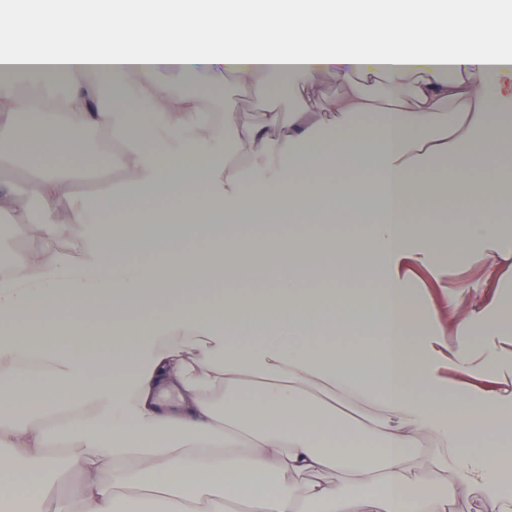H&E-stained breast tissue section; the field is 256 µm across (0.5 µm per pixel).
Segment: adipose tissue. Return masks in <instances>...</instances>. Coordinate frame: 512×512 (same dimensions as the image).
<instances>
[{
	"label": "adipose tissue",
	"mask_w": 512,
	"mask_h": 512,
	"mask_svg": "<svg viewBox=\"0 0 512 512\" xmlns=\"http://www.w3.org/2000/svg\"><path fill=\"white\" fill-rule=\"evenodd\" d=\"M63 2L0 12V132L29 127L10 153L27 194L0 184V211L40 243L18 259L24 277H0V381L30 403L0 416V469L50 474L1 489L0 512H454L464 485L480 512H512V348L461 355L473 325L495 336L512 321V301L484 304L437 263L447 246L457 267L511 268L512 228L411 219L450 198L512 205V189L467 176L483 162L512 173V21L478 0H76L65 51L18 55ZM268 20L274 40L244 50ZM155 24L159 41L134 55ZM228 73L260 97L327 73L348 87L288 118L232 119L223 156L206 110L222 106ZM89 126L108 138L96 167ZM49 149L63 165L43 162ZM116 170L131 190L106 188ZM79 180L103 188L72 198ZM330 210L364 218L363 232L238 231L256 215L316 223ZM201 235L208 248L183 249ZM141 252L157 264H132ZM415 267L449 310L471 298V316L449 329L412 290ZM313 277L336 286L307 289ZM367 278L378 297L350 289ZM159 308L150 332L133 328ZM443 346L496 387L448 382ZM71 448L82 481L68 498L52 475Z\"/></svg>",
	"instance_id": "obj_1"
}]
</instances>
